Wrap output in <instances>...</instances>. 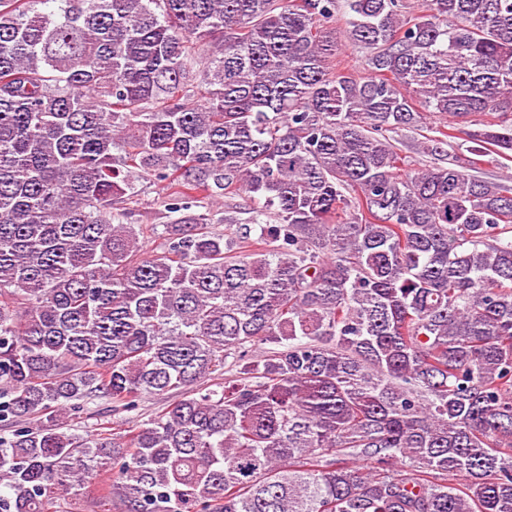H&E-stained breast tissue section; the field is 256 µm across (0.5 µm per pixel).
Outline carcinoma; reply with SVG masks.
Returning a JSON list of instances; mask_svg holds the SVG:
<instances>
[{"instance_id": "carcinoma-1", "label": "carcinoma", "mask_w": 512, "mask_h": 512, "mask_svg": "<svg viewBox=\"0 0 512 512\" xmlns=\"http://www.w3.org/2000/svg\"><path fill=\"white\" fill-rule=\"evenodd\" d=\"M434 114L421 153L467 155L411 168L390 134ZM489 153L512 0H0V512L101 477L116 512H512ZM241 194L243 226L192 211ZM158 188L157 187H150V189H148V191L145 193V195L141 196V204L139 205V207H137L136 209L138 210V215H136V217L133 218V221L135 222V224H144L143 225V228H145V224H146V229H144V248L147 250V251H152L153 249H155L157 247V245L159 244L160 240L156 234V231L160 232L161 230V226L158 225L157 226V229L153 231L151 230H148L151 228V224H166L167 223V219L166 218H161L163 215H159L158 214V210L156 209V206H154L152 204V201L154 198H157L158 196Z\"/></svg>"}]
</instances>
